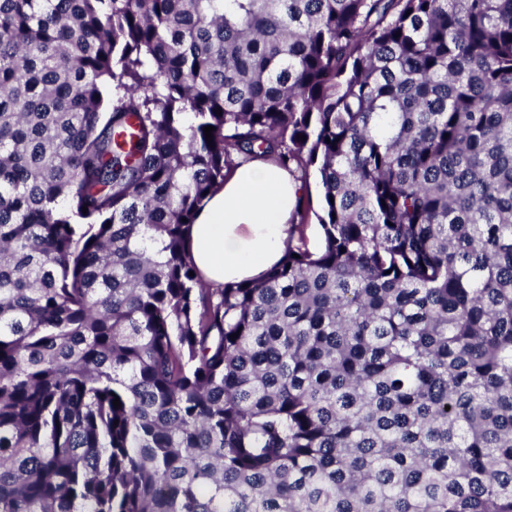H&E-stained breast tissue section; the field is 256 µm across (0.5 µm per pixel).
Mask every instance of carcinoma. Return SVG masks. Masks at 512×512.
Segmentation results:
<instances>
[{"label":"carcinoma","instance_id":"carcinoma-1","mask_svg":"<svg viewBox=\"0 0 512 512\" xmlns=\"http://www.w3.org/2000/svg\"><path fill=\"white\" fill-rule=\"evenodd\" d=\"M0 512H512V0H0ZM305 183L259 159L238 165L224 187L197 214L191 254L213 287L252 280L274 267L288 249L293 215Z\"/></svg>","mask_w":512,"mask_h":512}]
</instances>
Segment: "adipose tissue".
I'll list each match as a JSON object with an SVG mask.
<instances>
[{
  "label": "adipose tissue",
  "instance_id": "1",
  "mask_svg": "<svg viewBox=\"0 0 512 512\" xmlns=\"http://www.w3.org/2000/svg\"><path fill=\"white\" fill-rule=\"evenodd\" d=\"M305 183L287 169L253 159L238 165L197 214L191 254L212 286L261 277L288 248Z\"/></svg>",
  "mask_w": 512,
  "mask_h": 512
}]
</instances>
